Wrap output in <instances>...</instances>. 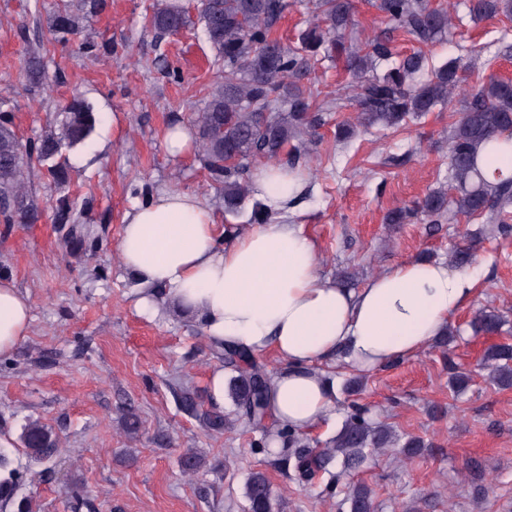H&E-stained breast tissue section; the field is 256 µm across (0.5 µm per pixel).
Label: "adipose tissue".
Segmentation results:
<instances>
[{
    "instance_id": "adipose-tissue-1",
    "label": "adipose tissue",
    "mask_w": 512,
    "mask_h": 512,
    "mask_svg": "<svg viewBox=\"0 0 512 512\" xmlns=\"http://www.w3.org/2000/svg\"><path fill=\"white\" fill-rule=\"evenodd\" d=\"M309 180L301 167H262L252 190L271 221L226 245L197 195L169 190L124 214L118 242L124 269L197 313L208 341L281 360L269 414L301 432L336 415L339 379L326 363L361 373L414 355L474 295L472 273L445 261H408L358 289L323 278L316 243L286 221ZM32 309L29 295L0 276V356L26 338Z\"/></svg>"
}]
</instances>
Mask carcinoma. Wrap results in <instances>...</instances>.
<instances>
[{"instance_id": "1", "label": "carcinoma", "mask_w": 512, "mask_h": 512, "mask_svg": "<svg viewBox=\"0 0 512 512\" xmlns=\"http://www.w3.org/2000/svg\"><path fill=\"white\" fill-rule=\"evenodd\" d=\"M376 8L389 24L427 44L444 37L453 27L450 6L433 7L430 0H375ZM284 0H201L200 17L206 39L217 60L224 63V75L208 92L207 102L194 114L195 143L204 168L217 189L224 194V212L240 211L250 196V182L244 177L249 164L263 159L278 164L284 152L292 155L290 166L302 156L304 147L292 144L298 134L313 133L324 122L321 111H313L311 89L302 80L311 71L310 61L320 53L344 57L345 68L354 78L353 94L336 89L334 101L354 102L356 120L361 126L381 125L399 128L407 119L419 117L451 102L462 82L460 59L417 80L424 69V58L416 52L400 55L388 41L374 40L363 46L348 47L344 32L353 22L352 0H316L314 20L299 35L298 43L288 46L271 37L280 19ZM472 20L503 15L512 18V0H468ZM187 12L181 0H158L152 5L149 24L160 34H176L187 25ZM80 16L66 7L55 16L54 32L65 37L79 29ZM390 62L384 74L377 63ZM29 85L38 89L46 84L39 49L30 51L25 63ZM61 133L49 129L28 141L17 134L12 117L0 113V219L5 224H31L39 219L38 204L29 192L33 162L46 166L49 176L61 183L66 179L62 150L85 141L96 123L93 107L74 99L60 112ZM512 131V81L490 79L472 87L465 95L448 139V158L455 195L433 191L415 207H401L389 213L390 224H407L420 214L429 223L445 213L467 217L487 212L500 214L512 204V178L490 188L478 172L481 151L498 136ZM53 222L65 229L64 241L85 246L83 224L75 216L74 203L57 201ZM473 245L455 248L451 264L470 263ZM501 325L498 312L483 308L471 321L474 332L495 334ZM212 350L231 371L229 394L236 415L244 423L259 425L268 417L270 371L244 349L226 345ZM492 369V380L501 387L512 386V345L498 344L484 355ZM368 410L353 406L341 431L325 448L314 452L297 432L277 431L286 438L283 460L293 464L297 480L304 483L316 473L340 463L348 472L360 469L370 454L401 445L411 455L424 447L423 440L410 437L401 441L392 426L373 423ZM203 426L212 432L224 431V414L216 410L197 413ZM23 451L36 462L49 460L57 451L52 431L37 420L30 421L22 435ZM0 503H10L20 486L19 471L0 453ZM247 512H273L275 495L267 475L249 474L244 486ZM350 512H374L367 486L351 490Z\"/></svg>"}]
</instances>
